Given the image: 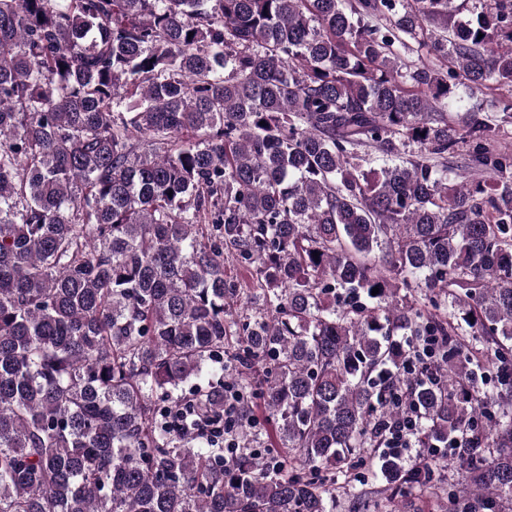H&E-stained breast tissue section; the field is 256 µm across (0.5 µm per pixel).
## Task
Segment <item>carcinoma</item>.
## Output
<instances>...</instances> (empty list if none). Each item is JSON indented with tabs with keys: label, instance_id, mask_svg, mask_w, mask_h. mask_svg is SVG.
<instances>
[{
	"label": "carcinoma",
	"instance_id": "1",
	"mask_svg": "<svg viewBox=\"0 0 512 512\" xmlns=\"http://www.w3.org/2000/svg\"><path fill=\"white\" fill-rule=\"evenodd\" d=\"M459 86L512 0H0V512H512V103ZM228 372L226 460L169 411ZM408 388L462 484L377 452ZM510 91L506 89L503 90H495L493 92L487 91L483 95H479L477 98L470 99L468 101L469 107L474 110H479V112H501L504 104H507L512 100V95L510 96ZM495 105L497 108H495ZM239 402L237 394L233 391V384L230 381L224 382V454L232 453L237 448V442L234 438L232 419L236 414L237 403Z\"/></svg>",
	"mask_w": 512,
	"mask_h": 512
}]
</instances>
